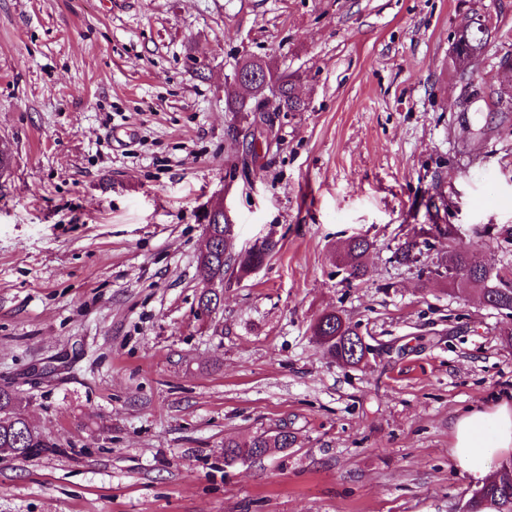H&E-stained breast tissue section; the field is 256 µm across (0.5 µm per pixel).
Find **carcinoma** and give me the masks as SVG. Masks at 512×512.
I'll return each mask as SVG.
<instances>
[{
  "label": "carcinoma",
  "mask_w": 512,
  "mask_h": 512,
  "mask_svg": "<svg viewBox=\"0 0 512 512\" xmlns=\"http://www.w3.org/2000/svg\"><path fill=\"white\" fill-rule=\"evenodd\" d=\"M486 17L477 14L465 25V34L454 49V67L461 75L471 78L475 73L477 62L487 52L491 42V29L485 26ZM270 81L278 87L276 108L281 112H302L305 102L295 91L296 77L276 73L268 69ZM259 97L238 93L225 99V109L242 115L243 119L253 124ZM203 220L214 226L215 235L206 248L212 255L207 263L198 262V270L203 280L224 281L229 268H236L239 276H246L260 267L273 254L278 242L264 239L244 252H234L233 240L225 236H234V225L224 215L205 211ZM435 237L448 240V252L441 266L453 283L481 292L484 302L489 307L512 313V278L498 280L481 270L482 264L476 262L470 246L462 243V236L453 233L446 224H436ZM372 247V242L363 236L350 238L343 251L349 258L345 271L347 279L360 280L368 274L365 258ZM422 253L417 240L405 241L394 253L397 263L407 264L417 260ZM313 336L327 349L336 361L351 364V337L358 336L356 327L348 323L337 312H328L316 319L312 325ZM295 442V437L258 436L250 443L241 445L233 440L224 443V463L228 466L246 459L262 456L273 449H284ZM51 451L39 431L31 427L21 411L16 393L0 389V457L29 459ZM512 501V459L500 463L495 477L478 486L469 498V512H512L505 505Z\"/></svg>",
  "instance_id": "carcinoma-1"
}]
</instances>
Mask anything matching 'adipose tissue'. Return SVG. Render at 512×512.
Wrapping results in <instances>:
<instances>
[{
    "mask_svg": "<svg viewBox=\"0 0 512 512\" xmlns=\"http://www.w3.org/2000/svg\"><path fill=\"white\" fill-rule=\"evenodd\" d=\"M512 452V397L461 414L453 427L451 457L458 474L484 482L493 463Z\"/></svg>",
    "mask_w": 512,
    "mask_h": 512,
    "instance_id": "1",
    "label": "adipose tissue"
}]
</instances>
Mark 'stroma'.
Returning a JSON list of instances; mask_svg holds the SVG:
<instances>
[{
    "label": "stroma",
    "mask_w": 512,
    "mask_h": 512,
    "mask_svg": "<svg viewBox=\"0 0 512 512\" xmlns=\"http://www.w3.org/2000/svg\"><path fill=\"white\" fill-rule=\"evenodd\" d=\"M492 17L471 111L452 42ZM512 0H0V387L56 453L0 458V512H461L452 426L512 393V314L436 274L434 224L512 271V112L496 111ZM297 76L255 162L225 109L238 60ZM235 249L201 315L202 215ZM373 247L348 281L342 245ZM337 311L350 367L311 326ZM288 428L234 466L224 442ZM225 215L229 217L225 209L224 214L208 209L203 215L205 224L214 225L215 230L214 237L206 245L212 258L208 263H203L200 256L198 257V270L205 282L214 279L223 282L227 270L231 267L234 269L235 266L239 276H246L260 267L278 247L277 241L266 238L244 252H233L234 225L224 218ZM226 234L230 236L228 241L225 240Z\"/></svg>",
    "instance_id": "obj_1"
}]
</instances>
